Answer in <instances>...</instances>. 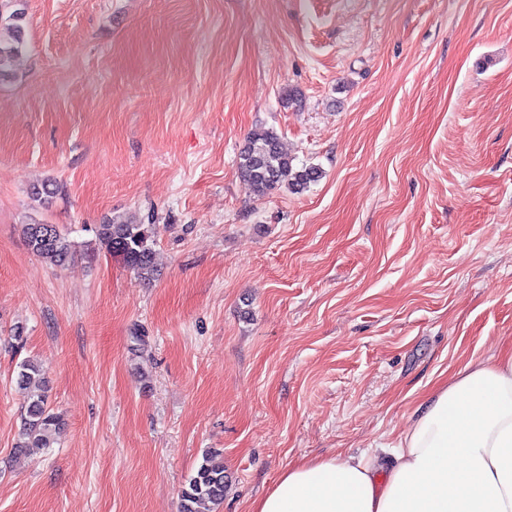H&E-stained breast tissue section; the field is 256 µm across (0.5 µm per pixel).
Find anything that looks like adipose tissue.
I'll return each mask as SVG.
<instances>
[{
  "instance_id": "obj_1",
  "label": "adipose tissue",
  "mask_w": 512,
  "mask_h": 512,
  "mask_svg": "<svg viewBox=\"0 0 512 512\" xmlns=\"http://www.w3.org/2000/svg\"><path fill=\"white\" fill-rule=\"evenodd\" d=\"M251 512H512V347L425 393L382 453L289 465Z\"/></svg>"
}]
</instances>
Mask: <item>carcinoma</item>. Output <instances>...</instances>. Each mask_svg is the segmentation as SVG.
I'll use <instances>...</instances> for the list:
<instances>
[{
	"instance_id": "cac0c4a2",
	"label": "carcinoma",
	"mask_w": 512,
	"mask_h": 512,
	"mask_svg": "<svg viewBox=\"0 0 512 512\" xmlns=\"http://www.w3.org/2000/svg\"><path fill=\"white\" fill-rule=\"evenodd\" d=\"M12 21L11 37L0 39V78L9 74L25 49L21 13L8 17ZM241 179L256 196L263 197L283 186L301 193L319 181L322 171L315 165L298 167L284 150L279 134L260 127L247 137L238 154ZM27 245L45 263L63 266L72 256L75 244L55 224L30 222L23 225ZM96 241L106 252L120 258L137 276L149 281L155 271V239L152 225L112 222L95 225ZM17 385L26 393L23 426L15 448H51L63 431L61 416L48 404L45 378L40 365L29 360L19 365ZM228 477L224 465L207 453L197 470L190 475L181 492V512H216L224 501Z\"/></svg>"
}]
</instances>
